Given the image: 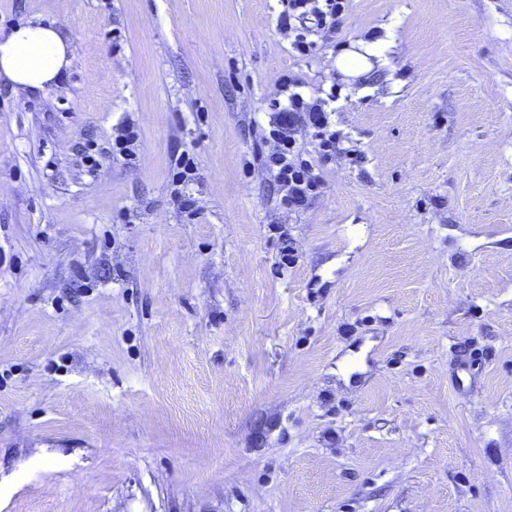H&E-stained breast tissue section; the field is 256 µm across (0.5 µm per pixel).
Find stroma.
<instances>
[{"mask_svg":"<svg viewBox=\"0 0 512 512\" xmlns=\"http://www.w3.org/2000/svg\"><path fill=\"white\" fill-rule=\"evenodd\" d=\"M282 9L0 0L75 48L0 84V512H512V0H347L305 56ZM285 74L339 135L300 209ZM363 50L365 53L349 51L339 55L335 61L336 68L348 76H359L368 72L372 68L368 58L378 56L379 53L370 46H365ZM288 89V101L274 113L264 129V139L272 143V151L262 155L263 166L286 192L288 205L303 207L320 184L312 163L301 157L295 134L300 126L317 129L318 152L324 158L336 153V131H329V118L321 104L309 103L299 92L290 91L294 82L288 75L282 79Z\"/></svg>","mask_w":512,"mask_h":512,"instance_id":"35a3bbf8","label":"stroma"}]
</instances>
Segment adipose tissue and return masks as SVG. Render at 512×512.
Listing matches in <instances>:
<instances>
[{"label":"adipose tissue","instance_id":"obj_1","mask_svg":"<svg viewBox=\"0 0 512 512\" xmlns=\"http://www.w3.org/2000/svg\"><path fill=\"white\" fill-rule=\"evenodd\" d=\"M71 53L68 36L55 24H18L0 33V80L16 91H43L63 79Z\"/></svg>","mask_w":512,"mask_h":512}]
</instances>
